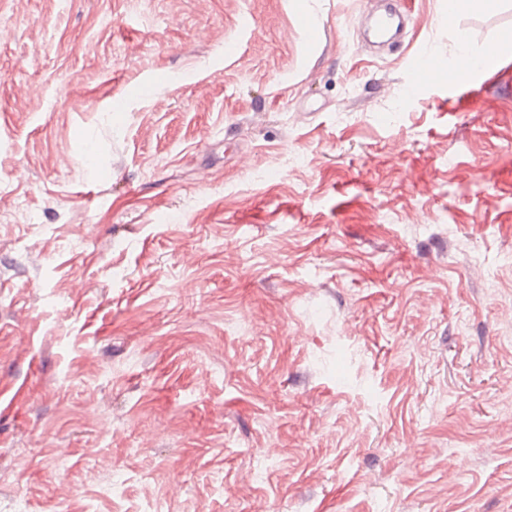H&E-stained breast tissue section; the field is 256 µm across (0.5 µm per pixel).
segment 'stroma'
Wrapping results in <instances>:
<instances>
[{"label":"stroma","mask_w":512,"mask_h":512,"mask_svg":"<svg viewBox=\"0 0 512 512\" xmlns=\"http://www.w3.org/2000/svg\"><path fill=\"white\" fill-rule=\"evenodd\" d=\"M398 4L0 0V512H512V0ZM440 64L428 53L418 55L412 64V79L410 82V90L414 91L421 84L429 82L438 72Z\"/></svg>","instance_id":"stroma-1"}]
</instances>
